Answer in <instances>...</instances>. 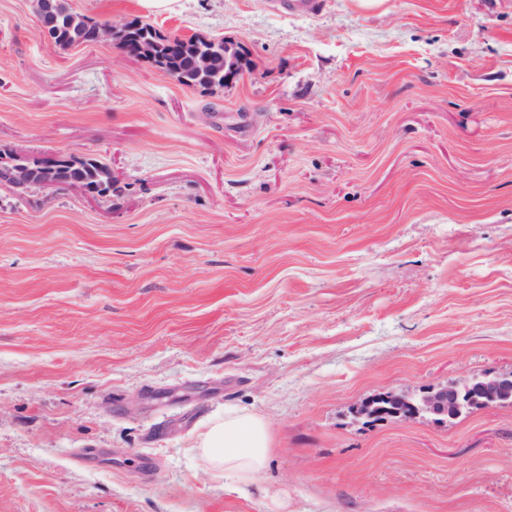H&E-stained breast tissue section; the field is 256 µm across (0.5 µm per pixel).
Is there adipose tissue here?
Listing matches in <instances>:
<instances>
[{
    "mask_svg": "<svg viewBox=\"0 0 512 512\" xmlns=\"http://www.w3.org/2000/svg\"><path fill=\"white\" fill-rule=\"evenodd\" d=\"M194 446L215 477L248 486L267 463L271 447L268 422L259 413L228 408L196 435Z\"/></svg>",
    "mask_w": 512,
    "mask_h": 512,
    "instance_id": "ef3b65f1",
    "label": "adipose tissue"
}]
</instances>
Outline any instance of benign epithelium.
<instances>
[{
  "label": "benign epithelium",
  "instance_id": "obj_1",
  "mask_svg": "<svg viewBox=\"0 0 512 512\" xmlns=\"http://www.w3.org/2000/svg\"><path fill=\"white\" fill-rule=\"evenodd\" d=\"M82 188L77 182L63 183L53 172L46 171L39 188L56 191L65 188ZM380 398L391 404V411L398 418L410 419L428 415L440 422L457 419L462 409L470 403L488 400L507 401L512 398V374L478 378L460 388L456 385L433 388L418 398L396 391H387Z\"/></svg>",
  "mask_w": 512,
  "mask_h": 512
}]
</instances>
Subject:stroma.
<instances>
[{
    "label": "stroma",
    "mask_w": 512,
    "mask_h": 512,
    "mask_svg": "<svg viewBox=\"0 0 512 512\" xmlns=\"http://www.w3.org/2000/svg\"><path fill=\"white\" fill-rule=\"evenodd\" d=\"M224 39V87L0 0V512H512V404L363 425L378 394L512 372V0H67ZM263 414L255 485L193 447ZM42 158H28L27 160H19L11 155H3L0 153V183L8 182L13 183L12 173L19 167L26 168L30 177L27 186L37 184L42 177ZM27 170L18 169L14 174V183L12 186L16 188L25 187L27 184ZM58 177L65 182L62 183L52 171H45L41 184L38 186L43 190L56 191L65 188H79L85 194L91 195L81 184L71 181H79L93 194L98 196L112 195V176L110 167L97 158H75L69 157L61 163ZM105 188H101L102 185Z\"/></svg>",
    "instance_id": "35a3bbf8"
}]
</instances>
